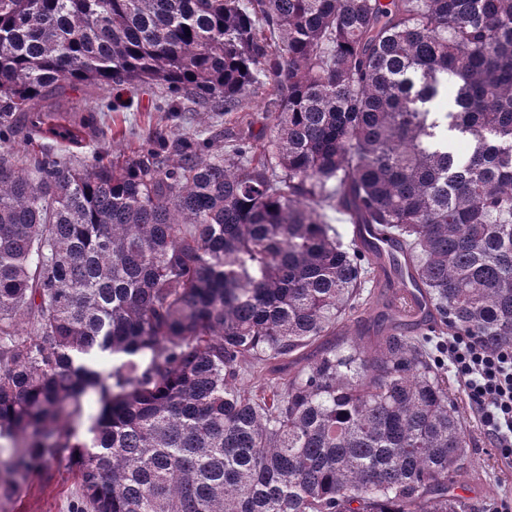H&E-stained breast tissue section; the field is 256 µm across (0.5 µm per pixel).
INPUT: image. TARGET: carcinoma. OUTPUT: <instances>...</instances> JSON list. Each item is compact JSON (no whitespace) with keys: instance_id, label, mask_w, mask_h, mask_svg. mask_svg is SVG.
Instances as JSON below:
<instances>
[{"instance_id":"carcinoma-1","label":"carcinoma","mask_w":512,"mask_h":512,"mask_svg":"<svg viewBox=\"0 0 512 512\" xmlns=\"http://www.w3.org/2000/svg\"><path fill=\"white\" fill-rule=\"evenodd\" d=\"M268 79L258 136L49 149L98 127L66 84ZM2 144L0 512L61 463L71 512L496 509L455 493L444 348L512 346V0H0ZM394 284L375 349L332 340Z\"/></svg>"}]
</instances>
